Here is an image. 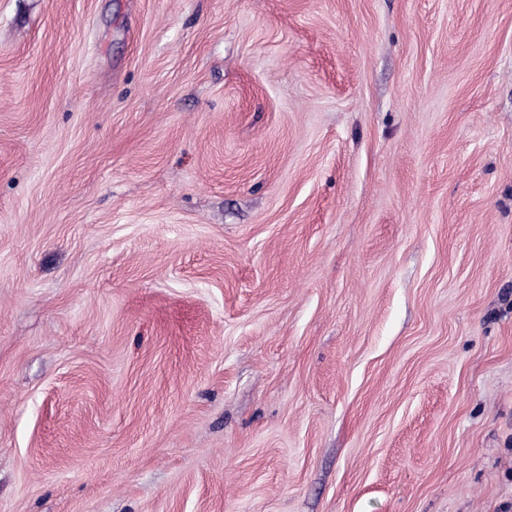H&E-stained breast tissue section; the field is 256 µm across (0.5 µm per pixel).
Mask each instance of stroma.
Wrapping results in <instances>:
<instances>
[{
    "label": "stroma",
    "instance_id": "obj_1",
    "mask_svg": "<svg viewBox=\"0 0 512 512\" xmlns=\"http://www.w3.org/2000/svg\"><path fill=\"white\" fill-rule=\"evenodd\" d=\"M0 512H512V0H0Z\"/></svg>",
    "mask_w": 512,
    "mask_h": 512
}]
</instances>
